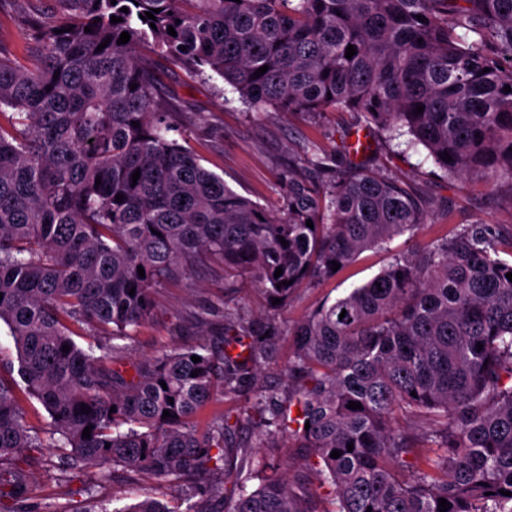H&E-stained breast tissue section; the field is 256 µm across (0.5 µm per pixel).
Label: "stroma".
I'll return each instance as SVG.
<instances>
[{"mask_svg": "<svg viewBox=\"0 0 512 512\" xmlns=\"http://www.w3.org/2000/svg\"><path fill=\"white\" fill-rule=\"evenodd\" d=\"M62 15L61 0H0V45L23 53L31 41V18L47 21ZM162 80L179 100L168 118L173 137L186 141L201 156L203 165L222 176L229 187L277 217L283 214L282 175L288 167L314 150L326 160L325 180L333 181L337 145L344 139L354 140L362 131L360 119L353 112L329 111L312 118L302 112L285 114L249 107L222 81L191 75L171 62L166 63ZM369 141L371 150L362 158V166L396 176L429 203V217L420 231L396 236L387 250L362 252L335 277L299 289L285 306L271 303L254 281L228 285L220 265L166 283L159 290L156 316L127 341L119 362L127 370L160 349L200 340L214 350H222V325L202 320L210 306H227L245 319L272 325L277 336L271 357L257 374L248 376L237 392L217 396L200 413L197 424L206 428L218 414L235 422L233 442L286 472L294 487L308 488L320 512H330L331 495L321 488L298 449L287 447L285 436L268 425L269 414L261 399L268 388L277 389L284 397L295 388L288 378L294 326L321 304L334 302L369 282L392 256L422 254L428 243L455 225L490 224L503 239L512 238L511 189L448 177L427 159L422 147L408 146L406 138L391 140L375 133ZM29 488L34 502L56 512H117L147 497L179 507L189 494L183 483L122 472L104 478L90 468L59 476L39 462L29 470Z\"/></svg>", "mask_w": 512, "mask_h": 512, "instance_id": "35a3bbf8", "label": "stroma"}]
</instances>
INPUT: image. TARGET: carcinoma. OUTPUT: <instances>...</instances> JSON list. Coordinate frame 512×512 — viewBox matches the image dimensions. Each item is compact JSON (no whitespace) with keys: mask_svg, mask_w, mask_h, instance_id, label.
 <instances>
[{"mask_svg":"<svg viewBox=\"0 0 512 512\" xmlns=\"http://www.w3.org/2000/svg\"><path fill=\"white\" fill-rule=\"evenodd\" d=\"M64 2L63 20L30 21L37 54L23 63L0 50V323L17 355L0 366V512H41L21 468L33 448L55 449L49 466L60 471L121 468L185 482L199 497L194 512H315L285 475L225 496V476L248 480L247 450L231 445L224 416L205 431L195 424L200 408L269 358L268 327L243 328V361L201 342L162 350L131 374L107 358H120L154 317L156 289L207 259L285 304L335 276L332 262L344 268L420 229L427 205L395 177L365 171L343 140L336 181L325 185L322 161L305 153L308 177L288 170L284 217L272 216L168 135L149 59L215 75L276 112H356L368 129L409 135L449 175L512 186V0ZM157 8L156 20L142 19ZM123 32L130 40L119 44ZM505 253L512 241L490 225L459 224L297 326L288 375L300 386L286 410L265 397L268 423L331 487L332 512H440L441 498L452 504L446 512H512ZM206 314L228 331L238 319L226 307ZM78 336L94 342L84 348ZM21 393L45 409L49 428L27 424ZM399 414L434 428L415 442L393 426ZM396 463L416 468L414 479L398 480ZM115 512L177 510L145 498Z\"/></svg>","mask_w":512,"mask_h":512,"instance_id":"carcinoma-1","label":"carcinoma"}]
</instances>
